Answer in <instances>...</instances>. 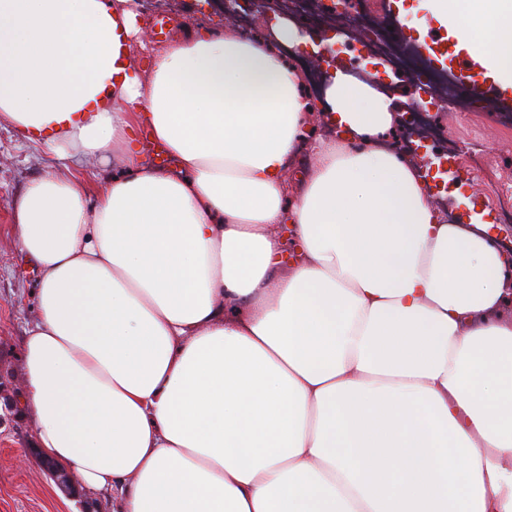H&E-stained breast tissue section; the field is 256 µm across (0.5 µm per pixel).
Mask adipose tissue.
<instances>
[{
    "label": "adipose tissue",
    "mask_w": 512,
    "mask_h": 512,
    "mask_svg": "<svg viewBox=\"0 0 512 512\" xmlns=\"http://www.w3.org/2000/svg\"><path fill=\"white\" fill-rule=\"evenodd\" d=\"M128 2L0 0V127L48 158L12 201L40 455L113 512H512L493 225L447 221L370 82L336 69L313 103L281 53L311 42L295 22L139 67ZM426 9L406 26L512 84V0Z\"/></svg>",
    "instance_id": "ef3b65f1"
}]
</instances>
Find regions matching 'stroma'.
Instances as JSON below:
<instances>
[{"label": "stroma", "mask_w": 512, "mask_h": 512, "mask_svg": "<svg viewBox=\"0 0 512 512\" xmlns=\"http://www.w3.org/2000/svg\"><path fill=\"white\" fill-rule=\"evenodd\" d=\"M147 19L146 42L161 45L155 24L167 16L170 35L178 36L204 25L223 30L224 24L212 14L206 0H140ZM406 41L415 54L434 69H445L454 82L468 84L471 94L488 99L492 113L479 124L486 130L488 153L505 165H512V135L501 136L493 112H512L491 88L490 77L482 69H466V52L455 50L449 40L433 42L428 30H406ZM46 160L27 147L9 128H0V512H65L66 498L42 468L32 447L33 431L28 419L15 405L22 388V338L36 314L38 275L20 252L11 224L8 202L38 175Z\"/></svg>", "instance_id": "stroma-1"}]
</instances>
